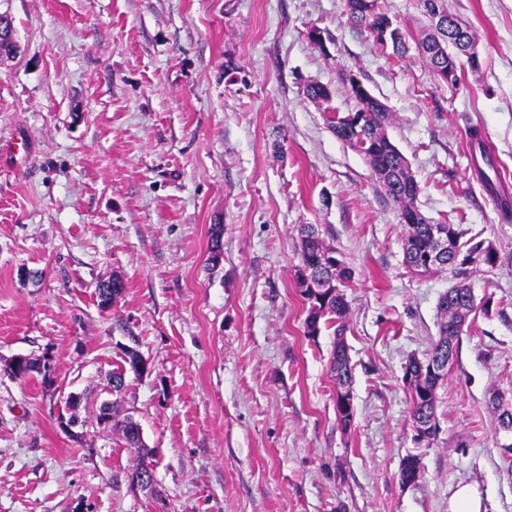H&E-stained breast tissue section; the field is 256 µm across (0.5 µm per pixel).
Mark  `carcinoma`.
I'll list each match as a JSON object with an SVG mask.
<instances>
[{
	"mask_svg": "<svg viewBox=\"0 0 512 512\" xmlns=\"http://www.w3.org/2000/svg\"><path fill=\"white\" fill-rule=\"evenodd\" d=\"M345 2L350 23L368 32L372 37L375 36L380 19L388 17V10L381 0H373V18L355 12L348 6L351 0ZM417 3L431 19L434 18V13L428 6L436 7L441 18L447 21V27L455 33V40L448 41L442 48H434L433 40L428 38L418 43L422 60L437 77L441 71L448 69V62H457L456 45L463 40L470 44L475 43V35L467 21L448 12L447 0H417ZM375 43L384 49L392 48L393 55L398 58L406 57L408 52L407 32L402 27L397 28V36L390 41L377 39ZM16 51L12 19L0 12V54L8 56ZM347 92L355 101L354 110L355 115L360 118V126L353 128L348 122L350 113L339 112L337 117L329 119L332 132L362 155L371 169L380 168L387 172L389 180L382 184V188L399 206L400 215L419 212L415 205L419 193L418 182L410 172L405 156L385 133V127L390 124L392 114L376 97L369 101L356 94L350 87L347 88ZM434 227L446 234L450 249L445 256L429 263L427 259L435 250V242L431 236V229ZM222 236L223 228L219 225L214 226L211 230L208 260L216 265L223 256ZM403 251L405 264L416 273L427 274L447 268L456 256L461 261L470 259L469 267L459 270V274L464 278L471 267L483 265L493 268L497 263L496 251L491 245L472 239L465 241L459 225L451 222L434 224L424 215L420 216L418 222L405 225ZM333 254L334 250L326 245L318 229L313 225L308 226L301 239L300 263L295 266L294 277L302 295L310 301L305 320L307 335L313 336L318 332L321 319L327 316L338 319L336 346L332 353L330 372L336 387L339 388L349 384L351 379L348 350L343 339L345 324L342 322L347 313V304L344 294L339 291V287L348 279V271L344 268L336 270L327 265ZM475 307L471 288L463 281L449 288L439 298V339L432 347L431 356L441 355L448 359V363H453L459 344V335L455 334L456 327L459 324H466ZM404 378L417 395V398L412 400L413 420L434 415L436 389L442 377L430 376L422 370L421 363L414 360L407 365ZM490 404L497 414L499 426L512 431V409L504 408L496 396L492 397ZM119 424L127 446L137 451V461L129 473V480L133 483L135 479L149 474L148 468L153 466L152 452L143 444L142 428L137 420L128 415L119 421Z\"/></svg>",
	"mask_w": 512,
	"mask_h": 512,
	"instance_id": "carcinoma-1",
	"label": "carcinoma"
}]
</instances>
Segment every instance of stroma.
<instances>
[{
    "mask_svg": "<svg viewBox=\"0 0 512 512\" xmlns=\"http://www.w3.org/2000/svg\"><path fill=\"white\" fill-rule=\"evenodd\" d=\"M447 2L480 59L456 88L417 50L377 48L343 0H0L20 45L0 61V149L19 131L34 143L0 167V512H449L461 485L512 512V431L489 405L512 408V217L468 136L512 191V0ZM349 74L392 112L420 211L498 255L466 279L477 308L428 440L404 370L429 356L456 278L408 271L397 206L329 128L325 107L354 106ZM315 82L329 105L307 98ZM308 224L349 274L347 428L329 371L340 335H306L294 277ZM115 277L125 290L101 307ZM131 349L145 370L127 369ZM18 355L47 374L8 375ZM109 400L142 427L152 490L130 485L133 449L96 420ZM409 457L421 475L405 485Z\"/></svg>",
    "mask_w": 512,
    "mask_h": 512,
    "instance_id": "35a3bbf8",
    "label": "stroma"
}]
</instances>
